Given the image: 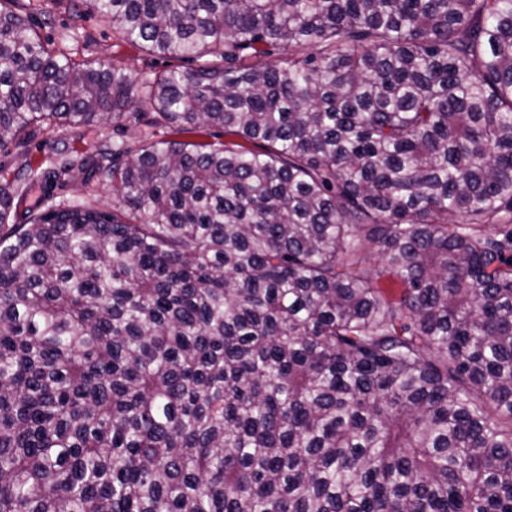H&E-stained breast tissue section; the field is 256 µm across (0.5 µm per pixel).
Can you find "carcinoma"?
Here are the masks:
<instances>
[{"instance_id":"1","label":"carcinoma","mask_w":512,"mask_h":512,"mask_svg":"<svg viewBox=\"0 0 512 512\" xmlns=\"http://www.w3.org/2000/svg\"><path fill=\"white\" fill-rule=\"evenodd\" d=\"M90 2L194 66L0 0V150L167 134L0 185V512H512V0ZM42 7L46 11L45 16H38L46 22L42 33L51 37L64 51L77 53L78 59L87 57L97 59L106 66L122 67L133 80H140L150 70L160 72L170 67H188L187 62L154 59L139 48L125 43L112 26L94 13H87L84 22L86 30L92 33L93 40L87 44L76 43L70 38L68 29L69 1L43 0ZM145 120L142 119L139 123L134 120L132 114H128V118L120 124L112 125L111 122L84 126L78 130L65 126L38 130L29 137L24 148L27 152L24 157L16 155L13 149L10 153L0 151V185H8L12 188L22 187L25 183L22 167L27 159L40 179L25 203L21 204L20 210L24 205H30L39 199L44 208L89 202L99 210L112 211L114 200L109 186L97 184L85 187L80 182L62 184L49 174V171L52 170L57 158V149L63 144L85 155L95 153L105 143L112 147V142L117 144L125 142L135 149L138 141L147 132L153 131L145 126Z\"/></svg>"}]
</instances>
